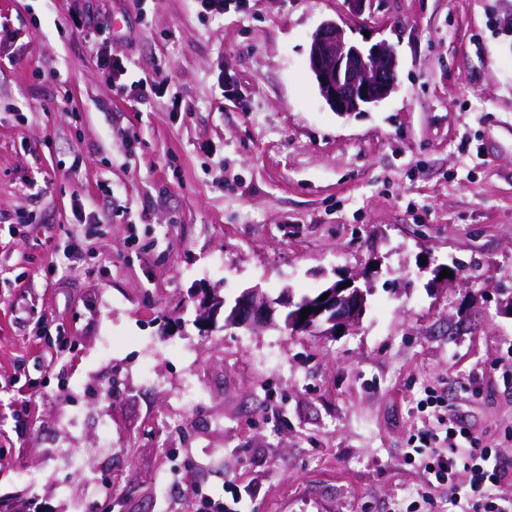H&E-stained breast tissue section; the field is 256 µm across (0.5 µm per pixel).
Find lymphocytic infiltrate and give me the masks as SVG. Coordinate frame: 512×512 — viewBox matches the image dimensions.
<instances>
[{
    "label": "lymphocytic infiltrate",
    "instance_id": "f902f5d3",
    "mask_svg": "<svg viewBox=\"0 0 512 512\" xmlns=\"http://www.w3.org/2000/svg\"><path fill=\"white\" fill-rule=\"evenodd\" d=\"M94 16L93 5L75 8L69 12V24L77 32H91L103 74L120 80V90L128 99H145L150 92L148 84L140 80L124 82L128 68L112 49L108 27L94 23ZM421 405L427 411L428 421L417 435V445L405 449L404 457L422 468L426 476L424 499H431L435 489L442 487L448 492L445 502L450 512H512L511 501L496 503L492 493L495 484L511 476L512 470L483 445L480 437L449 413L447 403L436 390H426ZM462 472L469 475L464 485L455 481Z\"/></svg>",
    "mask_w": 512,
    "mask_h": 512
}]
</instances>
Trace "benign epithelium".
Masks as SVG:
<instances>
[{
	"mask_svg": "<svg viewBox=\"0 0 512 512\" xmlns=\"http://www.w3.org/2000/svg\"><path fill=\"white\" fill-rule=\"evenodd\" d=\"M398 57L393 47L380 41L363 47L345 38V32L334 20L322 22L312 34L308 52V68L319 94L334 112H362L370 105L386 99L396 88ZM370 280L362 271L349 278L351 285L339 288L333 284L327 299L311 301L304 308L313 312L301 317V312L288 313L292 297L285 293L271 299L258 289L242 292L231 312L224 316V325L259 330L275 324V315L299 328L313 330L326 323L327 332L337 333L355 327L363 315L364 292L355 283Z\"/></svg>",
	"mask_w": 512,
	"mask_h": 512,
	"instance_id": "benign-epithelium-1",
	"label": "benign epithelium"
}]
</instances>
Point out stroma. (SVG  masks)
Here are the masks:
<instances>
[{"instance_id": "1", "label": "stroma", "mask_w": 512, "mask_h": 512, "mask_svg": "<svg viewBox=\"0 0 512 512\" xmlns=\"http://www.w3.org/2000/svg\"><path fill=\"white\" fill-rule=\"evenodd\" d=\"M75 3L0 0V499L85 512L89 459L112 512H197L200 488L241 512H395L424 483L402 450L428 386L511 468L512 0H107L131 79L159 85L139 102ZM327 19L394 47L378 105L320 97ZM425 254L484 282L430 286ZM366 267L335 336L197 320L206 292L313 296ZM99 13V10H94L93 4L91 3V5H85L83 8L70 10L68 21L72 29L76 32L85 33L89 29L95 30V32L91 34V38L94 40L95 45H97V59L102 73L110 80L117 79L120 81L122 76L127 74L128 67L114 48L112 51V38L109 36L110 31L108 25L103 26L99 22H94V16Z\"/></svg>"}]
</instances>
